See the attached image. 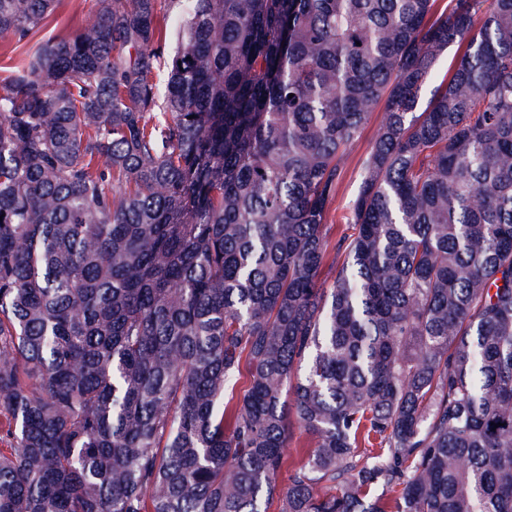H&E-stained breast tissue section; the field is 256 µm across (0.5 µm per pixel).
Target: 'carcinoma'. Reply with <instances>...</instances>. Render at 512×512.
<instances>
[{
  "mask_svg": "<svg viewBox=\"0 0 512 512\" xmlns=\"http://www.w3.org/2000/svg\"><path fill=\"white\" fill-rule=\"evenodd\" d=\"M435 3L101 0L11 67L0 512H512V0ZM460 50L457 49V47H452L450 50H448V56L445 57L444 61L440 64V66L437 69L436 77L433 83H431L423 92L422 98H421V106L418 109L417 112H421L422 109L425 107L426 103L428 102L430 98V92L433 89V87L440 83L443 79L447 80L448 76L451 74L453 65L455 63V60L457 56L460 54ZM384 119L385 112L382 106H379L371 113L359 139L350 148L343 161L342 175L336 188V195L330 202L326 215L327 248L321 278L322 280L327 279L329 283L334 270H337L340 263V258L336 255V242L341 236L352 233L351 224L347 223L350 205L358 193L364 175L366 158Z\"/></svg>",
  "mask_w": 512,
  "mask_h": 512,
  "instance_id": "1",
  "label": "carcinoma"
}]
</instances>
